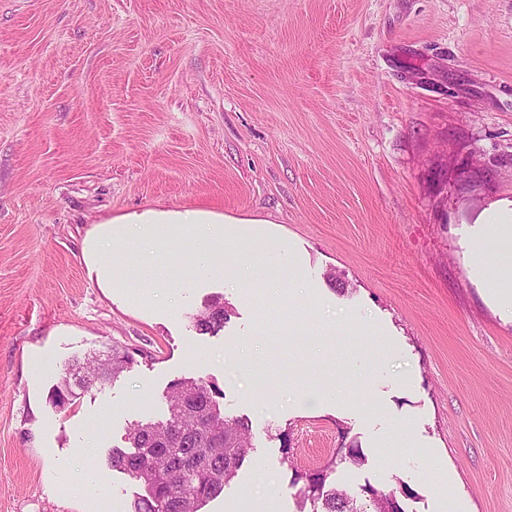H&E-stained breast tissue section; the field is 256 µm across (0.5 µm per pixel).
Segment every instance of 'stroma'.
Returning <instances> with one entry per match:
<instances>
[{
  "label": "stroma",
  "mask_w": 512,
  "mask_h": 512,
  "mask_svg": "<svg viewBox=\"0 0 512 512\" xmlns=\"http://www.w3.org/2000/svg\"><path fill=\"white\" fill-rule=\"evenodd\" d=\"M512 200V0H0V512H128L108 465L171 381L223 391L255 447L202 512H298L295 470L405 512H512V310L478 270L512 255L478 216ZM231 217L228 246L287 245L300 290L183 265L162 301L91 270L98 223ZM337 281H329L328 272ZM221 296L216 335L192 316ZM249 342L266 387L232 362ZM116 380L54 389L113 346ZM105 484V480L100 474H78L76 479L68 482L67 492L75 497H96L100 496V489Z\"/></svg>",
  "instance_id": "stroma-1"
}]
</instances>
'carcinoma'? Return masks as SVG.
I'll list each match as a JSON object with an SVG mask.
<instances>
[{
  "label": "carcinoma",
  "instance_id": "carcinoma-1",
  "mask_svg": "<svg viewBox=\"0 0 512 512\" xmlns=\"http://www.w3.org/2000/svg\"><path fill=\"white\" fill-rule=\"evenodd\" d=\"M233 308L224 300H210L194 315L203 334L224 328ZM134 357L128 349H112V357L87 359L79 385L90 387L117 378ZM216 385L202 379L182 378L167 392L169 418L164 422H136L128 429L127 448H114L109 463L141 482L145 494L131 503L130 512H200L224 493L249 459L255 444L252 425L244 417H229L221 409ZM336 460L321 472L294 471L300 512H405L395 494L367 488L368 502L336 488L330 480Z\"/></svg>",
  "mask_w": 512,
  "mask_h": 512
}]
</instances>
